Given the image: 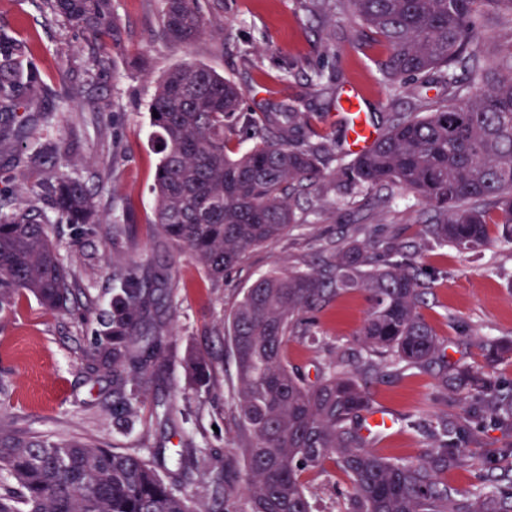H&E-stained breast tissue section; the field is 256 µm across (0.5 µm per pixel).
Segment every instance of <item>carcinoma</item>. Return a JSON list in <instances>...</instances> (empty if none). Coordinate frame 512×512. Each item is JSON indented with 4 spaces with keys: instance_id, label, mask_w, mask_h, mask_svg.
<instances>
[{
    "instance_id": "1",
    "label": "carcinoma",
    "mask_w": 512,
    "mask_h": 512,
    "mask_svg": "<svg viewBox=\"0 0 512 512\" xmlns=\"http://www.w3.org/2000/svg\"><path fill=\"white\" fill-rule=\"evenodd\" d=\"M70 26L112 34L111 0H49ZM346 9L388 48L380 63L390 82L440 83L448 96L423 115L390 112L373 148L350 164L336 158L348 192L393 190L422 203L421 238L472 253L497 237L512 243V43L493 66L482 60L486 9L512 26V0H343ZM160 34L189 46L206 34L198 0H161ZM27 43L0 28V143L23 145L33 118L26 100L42 90ZM243 93L210 68L182 63L157 85L149 111L160 143L155 175L156 227L163 243L190 253L208 279L296 223L291 201L319 176L326 150L317 133L299 136L300 113L241 110ZM240 125L257 141L234 153L224 129ZM59 221L98 223L90 189L60 175L46 187ZM391 261L355 243L317 271L273 273L248 288L224 335L234 357L235 413L245 440L224 455V497L201 510L184 492L197 461L179 455L175 468L138 452L104 448L80 437L58 439L0 416V512H317L304 475L330 462L350 481L351 512H512V482L488 484L459 497L438 471L459 461L463 429L442 417L429 425L432 459L406 463L369 448L361 433L371 400L349 361L306 378L288 363V342L317 336L316 314L344 293L369 304L359 332L364 369L378 361L437 365L440 386L471 399L468 414H488L512 427V394L480 369L448 370L422 313L432 272L406 245ZM110 309L94 338L88 378L112 374V425L120 433L140 419L141 396L164 354L151 326L157 298L140 266L115 276ZM28 295L57 313L77 314L76 289L49 237L42 214L0 212V311ZM512 352V341L489 339L485 358ZM188 383L207 385L203 352L185 361Z\"/></svg>"
}]
</instances>
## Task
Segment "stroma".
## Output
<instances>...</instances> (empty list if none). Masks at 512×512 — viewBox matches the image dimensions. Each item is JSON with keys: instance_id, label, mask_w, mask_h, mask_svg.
Segmentation results:
<instances>
[{"instance_id": "1", "label": "stroma", "mask_w": 512, "mask_h": 512, "mask_svg": "<svg viewBox=\"0 0 512 512\" xmlns=\"http://www.w3.org/2000/svg\"><path fill=\"white\" fill-rule=\"evenodd\" d=\"M160 0H112L118 39H91L54 15L46 0H0V25L26 39L42 71L44 90L35 103L43 153L31 164L0 147V210L32 208L48 216L47 230L59 258L80 288L82 317L50 311L32 297L0 313V409L21 416L31 430L95 440L108 448L150 455L212 456L185 491L202 505L224 482L222 456L239 444L235 416V368L224 339V320L243 292L272 272L308 271L335 259L337 248L355 242L419 245V260L437 273L423 313L449 364H484L491 337L512 338V244L496 240L472 255L452 246L421 245L418 201L397 193L382 207L378 192L343 194L336 155L348 150L337 121L339 100L357 86L375 126L391 112L416 106L404 89L385 82L378 69L387 55L375 34H364L352 13L327 0H205L207 33L188 48L159 35ZM206 65L243 91L247 112L294 107L326 138L329 154L321 176L294 202L296 222L279 237L249 250L211 282L187 253L164 251L155 227L154 180L160 156L149 121L157 83L183 61ZM331 76L323 88L316 75ZM68 174L91 188L97 224H64L51 213L41 184ZM127 225L113 243L112 227ZM138 264L157 273V317L166 338L157 376L144 396L149 410L162 401L168 424L149 413L135 431L112 430V380L87 381L85 364L99 318L112 297L115 272ZM369 313L363 294L341 295L318 316V342L295 339L289 362L308 375L349 357L360 366L357 335ZM207 351L211 377L202 390L188 386L184 359ZM373 407L396 422L372 441L379 455L416 462L427 458V424L439 416L468 432L460 461L439 473L449 489L464 494L483 477L512 475V429L490 416L471 418L455 396L445 395L433 369L415 364L385 367L367 385ZM318 512H348V478L340 471L308 473Z\"/></svg>"}]
</instances>
